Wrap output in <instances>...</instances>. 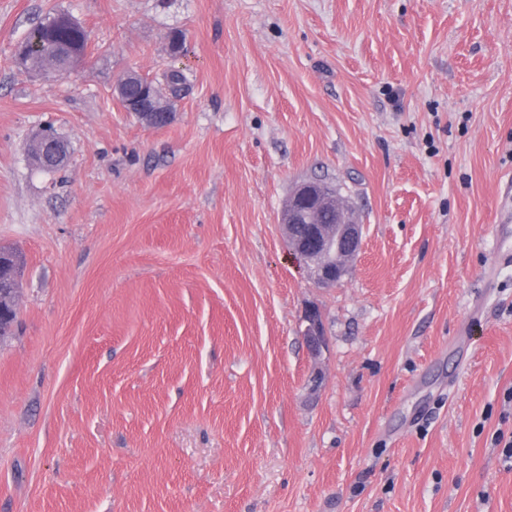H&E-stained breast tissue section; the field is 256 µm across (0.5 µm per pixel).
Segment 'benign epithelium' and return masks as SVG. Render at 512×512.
Listing matches in <instances>:
<instances>
[{
    "instance_id": "benign-epithelium-1",
    "label": "benign epithelium",
    "mask_w": 512,
    "mask_h": 512,
    "mask_svg": "<svg viewBox=\"0 0 512 512\" xmlns=\"http://www.w3.org/2000/svg\"><path fill=\"white\" fill-rule=\"evenodd\" d=\"M79 29L81 24L64 13H54L45 29ZM88 42L55 45L54 63L61 75L69 74L85 60ZM113 94L121 107L138 112L142 123L150 127L170 124L175 116L173 96L165 84L127 72L113 85ZM68 144L60 136L44 134L32 151V160L43 170L52 171L64 165ZM280 224L285 230L289 255L300 262L320 286L331 288L342 279L348 263L361 246L362 225L352 219L339 196L319 181L298 184L282 210ZM20 262L13 253L0 250V288L17 294ZM304 320L303 335L313 357L321 355L326 346L323 322L318 310H309Z\"/></svg>"
}]
</instances>
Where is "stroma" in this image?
I'll use <instances>...</instances> for the list:
<instances>
[{"mask_svg": "<svg viewBox=\"0 0 512 512\" xmlns=\"http://www.w3.org/2000/svg\"><path fill=\"white\" fill-rule=\"evenodd\" d=\"M54 11L88 60L20 70ZM175 30L191 90L154 129L112 86ZM307 180L363 226L333 288L278 222ZM510 184L512 0H0V512H512ZM68 157V144L60 136L44 134L32 151V160L43 170L52 171L64 165ZM3 248L5 250H12V252L15 251L11 248ZM18 259L21 261V256L18 252L16 256L14 253H6L3 250L1 251L0 248V288H3L5 291H10V294H13L12 303L7 301L5 304H1L0 301V321L2 320V323L11 321L16 313L14 301L17 294V284L20 272V262ZM304 320L306 326L303 330V335L306 345L312 356L317 358L326 346V336L321 315L318 310L311 309L306 313Z\"/></svg>", "mask_w": 512, "mask_h": 512, "instance_id": "obj_1", "label": "stroma"}]
</instances>
